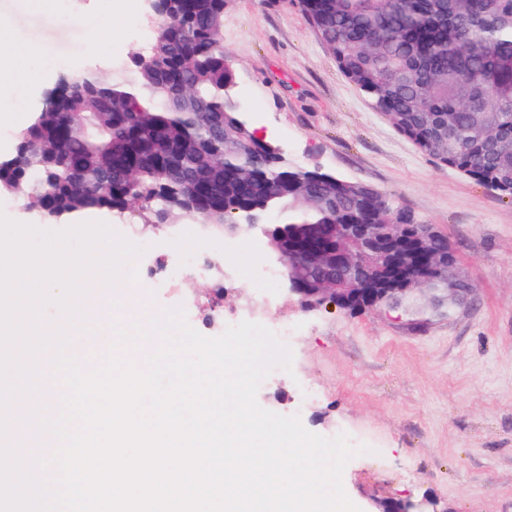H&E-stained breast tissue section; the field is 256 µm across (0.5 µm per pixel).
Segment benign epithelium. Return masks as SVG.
<instances>
[{
	"mask_svg": "<svg viewBox=\"0 0 512 512\" xmlns=\"http://www.w3.org/2000/svg\"><path fill=\"white\" fill-rule=\"evenodd\" d=\"M81 90L82 85L77 81L62 79L58 89L49 93L44 109L55 108L61 94ZM440 240L439 231L432 224H363L354 232L344 230L341 241L356 245L364 254L389 256L401 255L409 248L417 253L425 248L430 250V258L418 276L410 279L401 273L385 286L375 282L372 273L344 245L317 249L299 242L290 252L280 254L278 261L288 293L298 296L307 309L319 306L328 298L353 314L380 306L398 308L410 299L415 285L429 294L432 306L451 309L467 303L473 289L460 287V280L451 274L452 251L439 244ZM298 257L308 266L310 278L299 276ZM338 273L342 274L346 287H322L321 280L334 278Z\"/></svg>",
	"mask_w": 512,
	"mask_h": 512,
	"instance_id": "benign-epithelium-1",
	"label": "benign epithelium"
}]
</instances>
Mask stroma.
I'll return each mask as SVG.
<instances>
[{
	"mask_svg": "<svg viewBox=\"0 0 512 512\" xmlns=\"http://www.w3.org/2000/svg\"><path fill=\"white\" fill-rule=\"evenodd\" d=\"M110 0H55L30 11L0 0V19L36 55L23 83L0 89V158L16 148L15 116L40 111L79 54L108 56L105 79L139 81L138 42L126 22L108 23ZM224 50L235 73L241 119L279 146L289 162L368 185L417 219L437 225L472 283L467 305L435 310L377 308L352 314L327 303L302 308L283 282L261 302L265 322L295 328L292 369H273L257 400L279 415L332 438L346 434L364 454L342 481L361 512L389 502L415 512H512V200L422 154L371 107L338 70L297 0H226ZM120 237L142 247L143 266L175 256L185 220L146 233L134 216L104 217ZM199 258L223 266L253 260L277 265L260 249V231L227 237L197 225ZM234 251L223 257L221 244ZM152 315L192 300L193 327L207 337L241 322L255 285L247 274L223 284L194 274L175 287L141 281ZM223 323H215V316Z\"/></svg>",
	"mask_w": 512,
	"mask_h": 512,
	"instance_id": "35a3bbf8",
	"label": "stroma"
}]
</instances>
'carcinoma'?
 I'll list each match as a JSON object with an SVG mask.
<instances>
[{"label": "carcinoma", "mask_w": 512, "mask_h": 512, "mask_svg": "<svg viewBox=\"0 0 512 512\" xmlns=\"http://www.w3.org/2000/svg\"><path fill=\"white\" fill-rule=\"evenodd\" d=\"M225 0H166L130 87L89 69L17 132L0 194L44 222L135 208L143 228L283 217L274 250L343 224H417L394 201L254 142L230 93ZM342 75L418 150L512 199V0H298Z\"/></svg>", "instance_id": "obj_1"}]
</instances>
